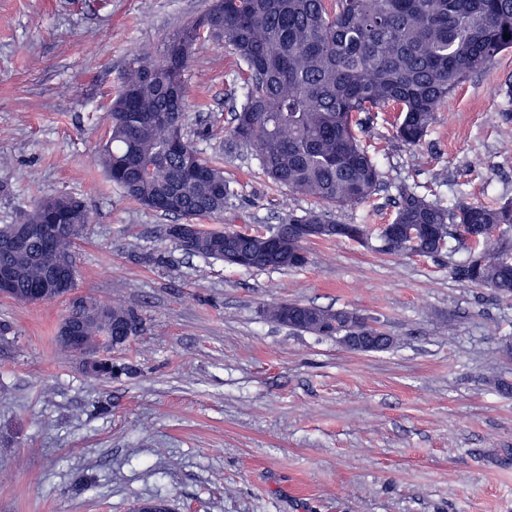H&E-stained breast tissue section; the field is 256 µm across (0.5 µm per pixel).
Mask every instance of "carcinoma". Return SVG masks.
I'll list each match as a JSON object with an SVG mask.
<instances>
[{
  "label": "carcinoma",
  "instance_id": "obj_1",
  "mask_svg": "<svg viewBox=\"0 0 512 512\" xmlns=\"http://www.w3.org/2000/svg\"><path fill=\"white\" fill-rule=\"evenodd\" d=\"M204 33L242 65L243 100L227 141L250 147L272 183L315 199L320 209L290 214L265 235L200 229L185 251L233 268L240 267L233 256L242 254L247 269H296L309 263L308 242L289 234L288 225L324 224L322 210L355 207L380 189L379 166L355 131L354 115L394 112V137L408 147L419 145L449 95L512 49V0H212L200 17L127 62L101 155L108 178L128 197L183 224L220 219L237 197L224 171L183 132L190 106L185 75ZM91 222L76 194L35 202L24 223L46 225L48 236L21 251H0V268L11 273L12 299L32 302L44 266L75 259L82 232L71 225ZM391 223L412 225L422 248L391 236L380 251L423 257L439 255L450 239L464 244L448 225H466L470 257L455 267V278L512 297V262L501 250L512 228V202H460L448 209L403 186ZM365 232L361 224H338L332 237L359 244ZM264 237L276 238V249H260ZM68 316L90 342L107 333L114 319L142 325L136 312L118 303L72 308ZM267 317L292 331L339 341L374 336L375 351L392 345L379 339L371 318L354 310L282 302Z\"/></svg>",
  "mask_w": 512,
  "mask_h": 512
}]
</instances>
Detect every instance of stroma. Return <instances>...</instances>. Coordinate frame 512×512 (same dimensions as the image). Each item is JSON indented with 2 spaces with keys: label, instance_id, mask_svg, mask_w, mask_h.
Masks as SVG:
<instances>
[{
  "label": "stroma",
  "instance_id": "stroma-1",
  "mask_svg": "<svg viewBox=\"0 0 512 512\" xmlns=\"http://www.w3.org/2000/svg\"><path fill=\"white\" fill-rule=\"evenodd\" d=\"M209 0H0V225L41 198L83 195L76 295L136 311L142 331L88 374L58 343L68 301L0 297V512H512V299L434 258L348 241L311 244L298 270L230 269L186 253L167 217L125 197L98 163L130 56ZM184 132L238 190L218 226L269 232L311 198L274 186L252 150L218 151L241 96L234 58L202 40ZM383 188L329 210L387 223L401 186L451 207L512 200V52L470 75L406 148L390 114H360ZM299 301L360 312L393 339L355 352L265 310Z\"/></svg>",
  "mask_w": 512,
  "mask_h": 512
}]
</instances>
